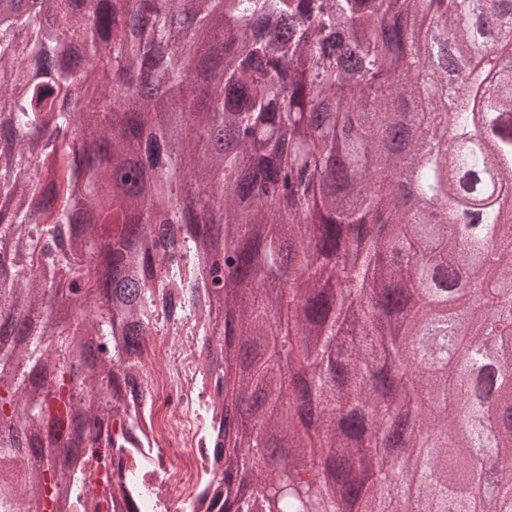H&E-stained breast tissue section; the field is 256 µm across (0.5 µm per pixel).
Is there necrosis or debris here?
<instances>
[{"instance_id": "necrosis-or-debris-1", "label": "necrosis or debris", "mask_w": 512, "mask_h": 512, "mask_svg": "<svg viewBox=\"0 0 512 512\" xmlns=\"http://www.w3.org/2000/svg\"><path fill=\"white\" fill-rule=\"evenodd\" d=\"M195 334V323L180 322L174 331L147 342L134 361L133 374L148 392L136 407L135 437L140 448L110 449L109 486L137 495L145 485L139 512H222L224 487L211 466L202 410L214 380Z\"/></svg>"}]
</instances>
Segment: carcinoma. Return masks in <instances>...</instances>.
<instances>
[{"instance_id": "obj_1", "label": "carcinoma", "mask_w": 512, "mask_h": 512, "mask_svg": "<svg viewBox=\"0 0 512 512\" xmlns=\"http://www.w3.org/2000/svg\"><path fill=\"white\" fill-rule=\"evenodd\" d=\"M453 0H11L0 16V512L42 504L53 480L51 512H78L96 489L71 449L113 447L112 422L125 429L126 398L116 364L139 354L145 336L203 309L205 342L222 343L230 364L259 340L267 352L224 372V401L260 396L247 420L254 452L227 446L224 512H273L233 477L277 482L288 512H344L296 422V391L285 383L276 313L286 314L289 354L308 364L307 392L327 409L365 403L374 428L397 402L375 375L381 356L401 360L410 336L391 334L353 294H383L408 276L421 294L405 312L412 330L428 313L423 295L457 298L466 310L455 329L461 350L488 368L512 371V69L469 75L453 116L437 108L447 79L432 43L444 31L456 58L479 48L512 54V0H483L459 24ZM176 90L165 116L142 92L145 68ZM427 72L433 114L418 142L453 138L427 158L422 208L451 196L477 224H424L391 208L400 160L384 151L398 105L422 96ZM90 92L83 111L65 103ZM86 112L104 116L93 140L76 127ZM112 147V165L99 158ZM196 192L185 196V178ZM117 227L107 252L102 229ZM406 254L412 266L397 260ZM477 266V285L448 292V271ZM135 275L130 301L113 308L110 283ZM296 283L256 295L247 284ZM94 296L85 318L59 317L64 294ZM112 342L92 373L71 384L70 360L83 336ZM424 398L406 448L405 492L390 491L379 439L361 450L330 429L324 447L368 474L365 507L384 512H512V381L498 380L489 403L468 363L439 375L405 374ZM467 430L453 445L429 446L432 431L459 414ZM288 432L306 462L292 477L262 465L264 442Z\"/></svg>"}]
</instances>
